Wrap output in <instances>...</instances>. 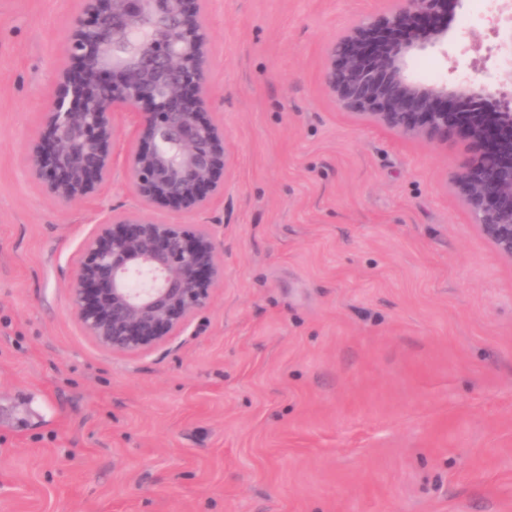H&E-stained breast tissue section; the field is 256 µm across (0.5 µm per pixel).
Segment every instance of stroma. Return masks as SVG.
I'll list each match as a JSON object with an SVG mask.
<instances>
[{
	"instance_id": "35a3bbf8",
	"label": "stroma",
	"mask_w": 512,
	"mask_h": 512,
	"mask_svg": "<svg viewBox=\"0 0 512 512\" xmlns=\"http://www.w3.org/2000/svg\"><path fill=\"white\" fill-rule=\"evenodd\" d=\"M80 0H0V512H512V262L451 180L458 139L341 111L321 75L393 0H206L231 164L204 224L224 283L138 355L98 347L69 300L84 238L133 209L109 184L63 205L29 143ZM448 16L419 80L474 76L512 20Z\"/></svg>"
}]
</instances>
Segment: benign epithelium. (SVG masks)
I'll return each instance as SVG.
<instances>
[{"label": "benign epithelium", "mask_w": 512, "mask_h": 512, "mask_svg": "<svg viewBox=\"0 0 512 512\" xmlns=\"http://www.w3.org/2000/svg\"><path fill=\"white\" fill-rule=\"evenodd\" d=\"M394 2L330 42L323 84L362 121L471 143L476 153L453 188L512 261V89L413 79L411 60L447 42V27L436 22L460 0ZM61 54L66 66L42 112L44 131L29 145L28 168L56 201L81 202L111 175L116 114L133 116L123 167L140 206L112 212L85 239L69 297L99 347L141 354L185 330L224 282L206 225L152 213L157 204L206 209L224 196L228 139L205 117L213 88L204 0H82Z\"/></svg>", "instance_id": "benign-epithelium-1"}]
</instances>
